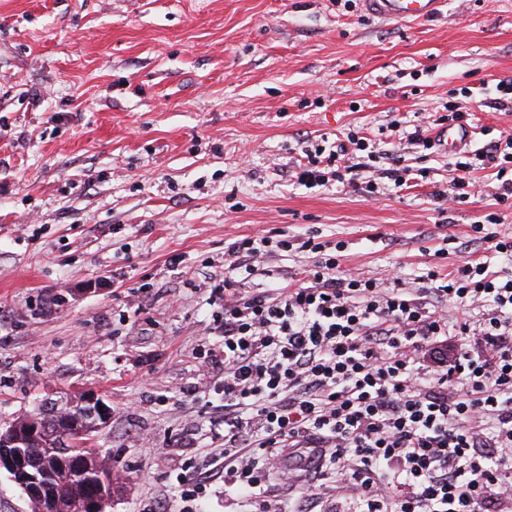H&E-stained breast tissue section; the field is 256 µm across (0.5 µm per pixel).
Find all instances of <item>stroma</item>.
I'll use <instances>...</instances> for the list:
<instances>
[{
	"label": "stroma",
	"mask_w": 512,
	"mask_h": 512,
	"mask_svg": "<svg viewBox=\"0 0 512 512\" xmlns=\"http://www.w3.org/2000/svg\"><path fill=\"white\" fill-rule=\"evenodd\" d=\"M512 79V0H445L428 21L367 16L341 0H0V430L45 399L96 394L111 408L90 447L120 478L107 512H178L176 464L224 463L221 337L210 295L237 238L294 242L242 281L279 287L313 262L300 241L342 243L343 268L415 288L469 260L502 275L475 224L512 198L448 204L457 154L402 151L418 186L357 166L356 187L306 188L303 145L348 131L386 150L403 121L430 133L447 105L470 113V149ZM378 185L376 200L362 192ZM171 452L160 457L159 449ZM201 512H254L208 484Z\"/></svg>",
	"instance_id": "1"
}]
</instances>
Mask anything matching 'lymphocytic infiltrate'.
<instances>
[{"mask_svg":"<svg viewBox=\"0 0 512 512\" xmlns=\"http://www.w3.org/2000/svg\"><path fill=\"white\" fill-rule=\"evenodd\" d=\"M348 137L305 152L304 186L352 181L369 152ZM512 196V135L459 162L448 199L474 197L477 166ZM310 269L277 288L240 290L285 238L258 233L224 252V485L257 512H312L339 486L355 512H499L512 503V278L468 262L419 288L342 269L338 252L306 240ZM483 319L475 323L472 311ZM308 489L271 499L269 480Z\"/></svg>","mask_w":512,"mask_h":512,"instance_id":"f902f5d3","label":"lymphocytic infiltrate"}]
</instances>
